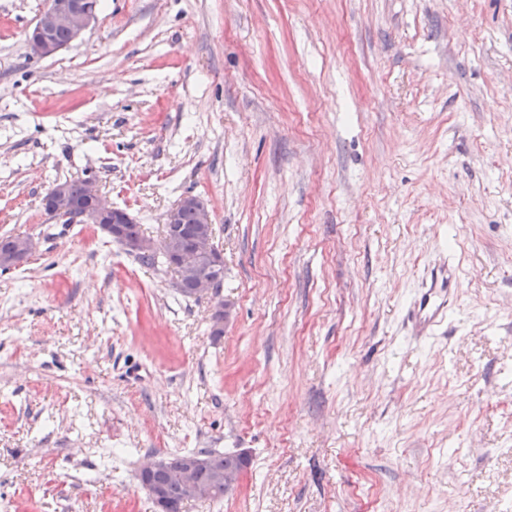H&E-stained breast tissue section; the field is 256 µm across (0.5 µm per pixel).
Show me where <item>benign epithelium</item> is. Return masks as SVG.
<instances>
[{
	"label": "benign epithelium",
	"instance_id": "benign-epithelium-1",
	"mask_svg": "<svg viewBox=\"0 0 512 512\" xmlns=\"http://www.w3.org/2000/svg\"><path fill=\"white\" fill-rule=\"evenodd\" d=\"M98 15L95 0H48L46 8L39 14L33 28L26 34L28 55L32 59H44L56 55L67 47V43L53 40L52 31L64 27L69 32L68 43L79 38L96 20ZM85 201L91 208L92 217L100 228L115 239H121V225L134 222L131 214L115 207L111 198L98 187L93 179L85 180ZM189 206L197 210L201 226L196 229L192 241L169 230L161 242L149 236L134 241H123L126 250L140 255H151L164 250L169 261L182 270L196 276L195 297L213 301L210 327L214 334L224 332V323L231 316V310L224 300L219 298L217 290L224 267V257L213 245L211 236L212 214L208 205L196 195H186L165 215V223H178V212ZM46 208L58 223H77L86 219L87 213L78 212L69 202L67 189L62 184L53 185L43 199ZM207 465L202 455L186 458L180 467H172L166 458L148 457L141 465L138 478L141 486L147 490L156 506L157 512H165L167 490L178 487L188 501L205 500L211 497L213 487L198 482L196 472ZM246 468L216 473L214 484L224 486V490L235 489L242 480Z\"/></svg>",
	"mask_w": 512,
	"mask_h": 512
}]
</instances>
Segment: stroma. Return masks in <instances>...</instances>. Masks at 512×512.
Here are the masks:
<instances>
[{"instance_id":"obj_1","label":"stroma","mask_w":512,"mask_h":512,"mask_svg":"<svg viewBox=\"0 0 512 512\" xmlns=\"http://www.w3.org/2000/svg\"><path fill=\"white\" fill-rule=\"evenodd\" d=\"M47 0H0V512H155L146 456L249 450L186 512L512 507V0H104L30 58ZM94 178L161 238L213 214L222 336L95 224ZM459 271L445 335L404 322ZM62 182L67 185L68 193L64 185L56 183L46 193L43 207L51 213L57 223L72 222L75 224L79 220H85L88 212L78 213L76 206L68 199L69 195L71 202H83V180L71 179ZM84 223L95 224L91 218L85 220ZM20 236L21 234L0 236V256L8 255L15 257L17 263L14 264V268L28 260V258L17 252V241ZM19 246L26 256L30 258L36 254L38 243L34 236L22 235L19 241Z\"/></svg>"}]
</instances>
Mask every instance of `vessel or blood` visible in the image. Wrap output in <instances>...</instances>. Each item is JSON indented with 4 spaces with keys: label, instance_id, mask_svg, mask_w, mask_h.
<instances>
[{
    "label": "vessel or blood",
    "instance_id": "b4317fda",
    "mask_svg": "<svg viewBox=\"0 0 512 512\" xmlns=\"http://www.w3.org/2000/svg\"><path fill=\"white\" fill-rule=\"evenodd\" d=\"M458 278L457 269L445 262L428 270L407 313L406 323L414 337L431 336L444 322L457 300Z\"/></svg>",
    "mask_w": 512,
    "mask_h": 512
}]
</instances>
